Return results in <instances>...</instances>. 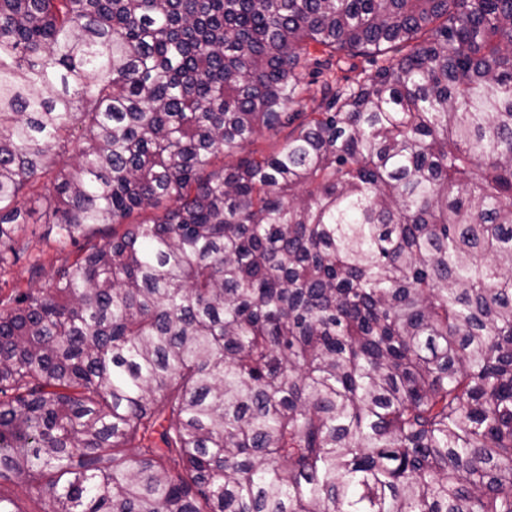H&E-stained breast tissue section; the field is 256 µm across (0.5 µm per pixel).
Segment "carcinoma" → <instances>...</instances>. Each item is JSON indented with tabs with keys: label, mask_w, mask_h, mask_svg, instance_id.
<instances>
[{
	"label": "carcinoma",
	"mask_w": 512,
	"mask_h": 512,
	"mask_svg": "<svg viewBox=\"0 0 512 512\" xmlns=\"http://www.w3.org/2000/svg\"><path fill=\"white\" fill-rule=\"evenodd\" d=\"M28 202L87 239L40 287ZM25 254L0 482L47 512H512V0H0ZM2 493L14 498L20 510L24 512H40L45 507L44 499L34 491H30L24 483L15 481L13 484H5Z\"/></svg>",
	"instance_id": "obj_1"
}]
</instances>
